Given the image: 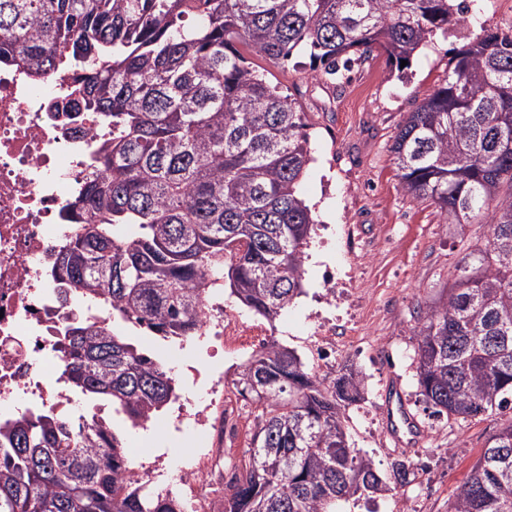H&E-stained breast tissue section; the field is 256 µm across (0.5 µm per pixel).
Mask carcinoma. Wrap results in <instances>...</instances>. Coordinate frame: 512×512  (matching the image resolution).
<instances>
[{
	"label": "carcinoma",
	"mask_w": 512,
	"mask_h": 512,
	"mask_svg": "<svg viewBox=\"0 0 512 512\" xmlns=\"http://www.w3.org/2000/svg\"><path fill=\"white\" fill-rule=\"evenodd\" d=\"M480 0H0V56L36 78L76 73L64 112L119 130L70 209L77 226L54 277L71 314L52 337L71 390L109 400L130 427L176 392L156 356L114 323L162 340L194 336L204 277L274 322L302 293L315 221L297 191L312 157L306 113L240 50L286 60L309 50L336 80L376 52L400 65L465 27ZM391 152L402 188L446 224H487L426 303L417 336L421 395L434 413L512 410V31L482 30L408 113ZM126 225L134 232L119 235ZM238 394L261 408L220 490L219 512H335L383 490L350 448L345 406L360 381L324 388L271 340L240 366ZM119 427L51 409L0 423V512H182L139 482ZM451 512H512V417L501 424Z\"/></svg>",
	"instance_id": "cac0c4a2"
}]
</instances>
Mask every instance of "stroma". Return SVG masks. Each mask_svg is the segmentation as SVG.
Returning <instances> with one entry per match:
<instances>
[{"label":"stroma","instance_id":"1","mask_svg":"<svg viewBox=\"0 0 512 512\" xmlns=\"http://www.w3.org/2000/svg\"><path fill=\"white\" fill-rule=\"evenodd\" d=\"M456 38L421 49L405 72L373 57L355 65L347 80L312 78L310 58L263 61L272 83L306 112L313 163L300 194L317 226L304 263L302 294L283 311L270 334L294 349L323 387L355 372L363 397L345 412L352 448L382 474L395 460L410 464L407 481L382 494L343 502L339 512H448L456 488L504 420L492 412L475 419L433 414L417 385L414 330L421 310L448 280L470 246L484 243L485 224L443 223L435 207L407 195L396 175L391 146L408 112L444 79ZM164 365L176 366L182 391L204 396L224 374V395L234 399L236 373L250 349L212 355L208 344L190 348L143 337ZM424 430L419 445L395 449L386 434L385 397L390 377ZM129 457L142 477L169 464L192 442L174 432L168 416L149 429H128Z\"/></svg>","mask_w":512,"mask_h":512}]
</instances>
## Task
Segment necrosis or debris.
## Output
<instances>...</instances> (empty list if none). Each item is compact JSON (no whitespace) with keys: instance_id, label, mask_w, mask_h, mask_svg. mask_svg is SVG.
<instances>
[{"instance_id":"1","label":"necrosis or debris","mask_w":512,"mask_h":512,"mask_svg":"<svg viewBox=\"0 0 512 512\" xmlns=\"http://www.w3.org/2000/svg\"><path fill=\"white\" fill-rule=\"evenodd\" d=\"M69 75L36 79L0 65V419L27 409H72L75 399L63 376L66 358L51 347L64 324L53 278L56 257L73 234L71 203L92 170V147L112 135L111 125L59 110L69 93ZM202 335L222 346L265 341L266 328L208 306ZM207 403L178 402L173 422L195 433L191 452L177 467L175 489L183 512H218L201 494V482L216 470L226 431L212 422Z\"/></svg>"}]
</instances>
